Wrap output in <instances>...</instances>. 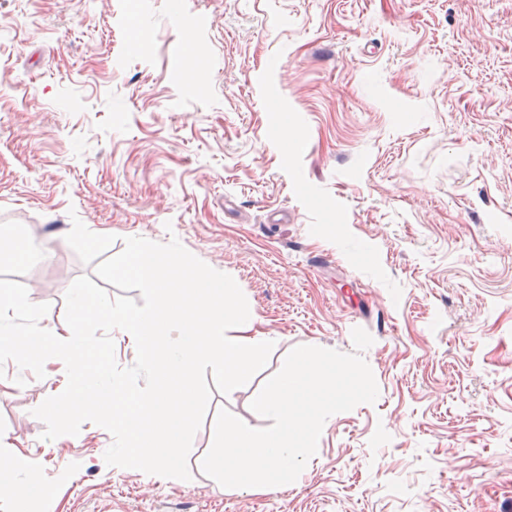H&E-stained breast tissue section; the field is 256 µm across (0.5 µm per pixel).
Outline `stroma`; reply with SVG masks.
<instances>
[{"label":"stroma","instance_id":"35a3bbf8","mask_svg":"<svg viewBox=\"0 0 512 512\" xmlns=\"http://www.w3.org/2000/svg\"><path fill=\"white\" fill-rule=\"evenodd\" d=\"M2 25L0 225L50 256L0 279L50 328L125 238L175 237L275 343L212 393L187 481L107 465L91 422L44 440L61 364L6 363L0 455L51 489L30 512H512V0H0ZM356 327L379 397L294 483L203 473L220 409L269 426L286 355Z\"/></svg>","mask_w":512,"mask_h":512}]
</instances>
